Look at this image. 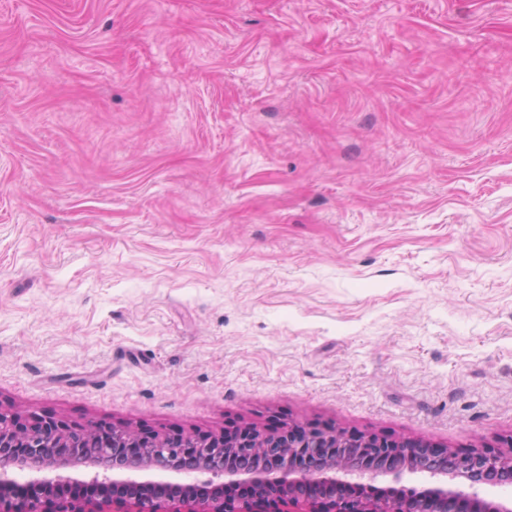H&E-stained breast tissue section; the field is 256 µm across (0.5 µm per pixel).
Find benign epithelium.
Segmentation results:
<instances>
[{"instance_id": "1", "label": "benign epithelium", "mask_w": 512, "mask_h": 512, "mask_svg": "<svg viewBox=\"0 0 512 512\" xmlns=\"http://www.w3.org/2000/svg\"><path fill=\"white\" fill-rule=\"evenodd\" d=\"M93 435L95 447L78 439ZM50 437L46 448L39 439ZM511 451L469 453L475 471L487 473L508 463ZM259 448L278 452L249 468L231 460ZM193 455L204 469L224 474L236 487L230 497H200L190 482L143 481L135 470L125 477L96 473L78 482L42 478L24 485L5 482L22 460L66 468L88 464L104 468L123 456L143 459L142 469L178 473L174 454ZM447 447L423 438L354 434L342 429L282 424L274 431L244 426L219 434L178 432L163 437L155 430L85 427L50 415L0 411V505L16 500L11 512H470L477 499L472 486L440 484L409 498H386L375 482L398 474L417 456H448Z\"/></svg>"}]
</instances>
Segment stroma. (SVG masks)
Wrapping results in <instances>:
<instances>
[{"label":"stroma","mask_w":512,"mask_h":512,"mask_svg":"<svg viewBox=\"0 0 512 512\" xmlns=\"http://www.w3.org/2000/svg\"><path fill=\"white\" fill-rule=\"evenodd\" d=\"M0 408L512 436V0H0Z\"/></svg>","instance_id":"1"}]
</instances>
